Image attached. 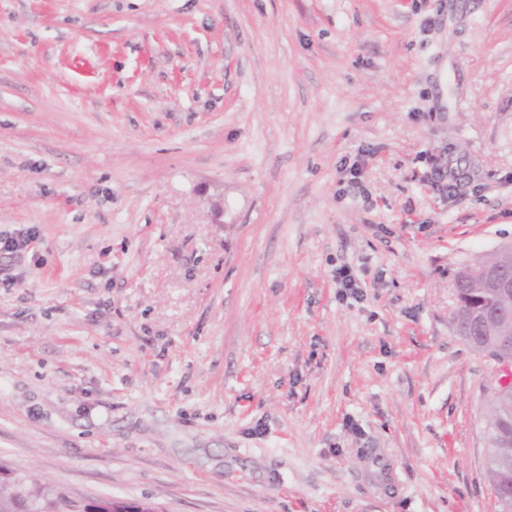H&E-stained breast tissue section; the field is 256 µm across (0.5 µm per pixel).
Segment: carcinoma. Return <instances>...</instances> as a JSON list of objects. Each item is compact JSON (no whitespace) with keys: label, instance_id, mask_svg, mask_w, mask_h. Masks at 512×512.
<instances>
[{"label":"carcinoma","instance_id":"carcinoma-1","mask_svg":"<svg viewBox=\"0 0 512 512\" xmlns=\"http://www.w3.org/2000/svg\"><path fill=\"white\" fill-rule=\"evenodd\" d=\"M490 448L487 472L502 512H512V400L492 398L487 419ZM87 505L60 495L30 475L0 479V512H86Z\"/></svg>","mask_w":512,"mask_h":512}]
</instances>
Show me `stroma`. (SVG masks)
<instances>
[{
  "label": "stroma",
  "mask_w": 512,
  "mask_h": 512,
  "mask_svg": "<svg viewBox=\"0 0 512 512\" xmlns=\"http://www.w3.org/2000/svg\"><path fill=\"white\" fill-rule=\"evenodd\" d=\"M19 231L0 464L165 512H500L453 281L512 242V0H0ZM336 284L341 288V295L351 296L354 299H362L365 296L363 288L349 267L341 266L336 270Z\"/></svg>",
  "instance_id": "35a3bbf8"
}]
</instances>
